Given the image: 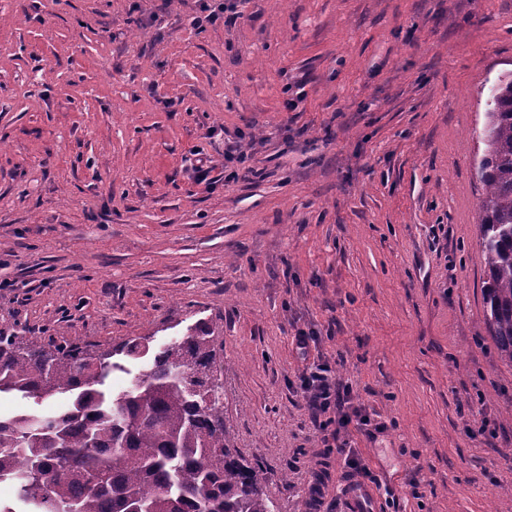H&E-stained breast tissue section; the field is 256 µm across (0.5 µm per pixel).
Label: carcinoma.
Wrapping results in <instances>:
<instances>
[{"label":"carcinoma","instance_id":"carcinoma-1","mask_svg":"<svg viewBox=\"0 0 512 512\" xmlns=\"http://www.w3.org/2000/svg\"><path fill=\"white\" fill-rule=\"evenodd\" d=\"M481 251L488 271L484 321L512 363V79L487 103ZM223 340L209 324L153 355L151 368L108 396L119 364L148 353L133 338L93 351L74 342L47 349L0 324V393L37 402L68 395L49 415L0 417V483L28 512H277L257 464L234 453L219 400Z\"/></svg>","mask_w":512,"mask_h":512}]
</instances>
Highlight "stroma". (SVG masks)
Returning a JSON list of instances; mask_svg holds the SVG:
<instances>
[{"label": "stroma", "mask_w": 512, "mask_h": 512, "mask_svg": "<svg viewBox=\"0 0 512 512\" xmlns=\"http://www.w3.org/2000/svg\"><path fill=\"white\" fill-rule=\"evenodd\" d=\"M205 1L0 0V322L153 351L210 324L279 512H512L477 175L512 0H235L200 29ZM318 361L389 424L352 434L377 481L350 495L296 391Z\"/></svg>", "instance_id": "1"}]
</instances>
